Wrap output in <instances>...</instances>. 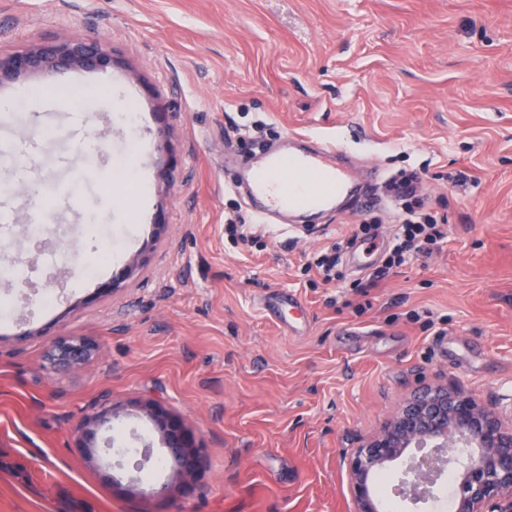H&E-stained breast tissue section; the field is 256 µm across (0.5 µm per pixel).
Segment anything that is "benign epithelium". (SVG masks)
I'll use <instances>...</instances> for the list:
<instances>
[{
	"label": "benign epithelium",
	"instance_id": "1",
	"mask_svg": "<svg viewBox=\"0 0 512 512\" xmlns=\"http://www.w3.org/2000/svg\"><path fill=\"white\" fill-rule=\"evenodd\" d=\"M111 64V53L96 41L48 43L0 56V81L50 67L100 70ZM137 269L138 261H130L124 272L101 286V293L117 292ZM97 349L84 337L61 336L50 348V364L54 368L83 364ZM499 406L498 399L485 402L446 386L428 387L404 402L381 431L348 457L357 512H384L375 477L402 459L406 468L399 494L413 505L434 497L438 479L453 471L458 487L455 512H512V426L503 423ZM146 410L174 473L185 482L194 480L202 468V448L194 434L161 404H150ZM114 415L109 405L79 427L78 447L93 462L99 449L98 430ZM424 447L432 451L406 457L408 449Z\"/></svg>",
	"mask_w": 512,
	"mask_h": 512
}]
</instances>
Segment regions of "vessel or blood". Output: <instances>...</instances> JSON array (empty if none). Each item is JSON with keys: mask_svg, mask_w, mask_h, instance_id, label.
I'll return each instance as SVG.
<instances>
[{"mask_svg": "<svg viewBox=\"0 0 512 512\" xmlns=\"http://www.w3.org/2000/svg\"><path fill=\"white\" fill-rule=\"evenodd\" d=\"M340 154L328 141L313 151L266 155L249 174L251 193L267 212L331 209L348 196L360 208L375 204L370 184L356 185Z\"/></svg>", "mask_w": 512, "mask_h": 512, "instance_id": "1", "label": "vessel or blood"}]
</instances>
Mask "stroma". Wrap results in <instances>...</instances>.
<instances>
[{
	"mask_svg": "<svg viewBox=\"0 0 512 512\" xmlns=\"http://www.w3.org/2000/svg\"><path fill=\"white\" fill-rule=\"evenodd\" d=\"M69 40L102 42L112 66L0 81V98L34 97L22 125L0 123L21 217L0 254L29 269L23 286L0 277V512H355L346 459L399 405L437 384L512 393V0H0V54ZM72 87L89 96L79 121ZM127 107L131 130L114 120ZM297 134L378 169L382 196L420 172L441 249L384 270L387 205L231 239L226 218L248 210L225 165ZM116 162L144 184L115 191ZM52 184L56 223L31 236ZM360 224L376 227L369 267L346 251L340 279L309 270ZM59 336L100 353L52 369ZM148 402L204 448L193 482L161 471V496L112 487L75 446L112 403L115 445L160 447Z\"/></svg>",
	"mask_w": 512,
	"mask_h": 512,
	"instance_id": "1",
	"label": "stroma"
}]
</instances>
